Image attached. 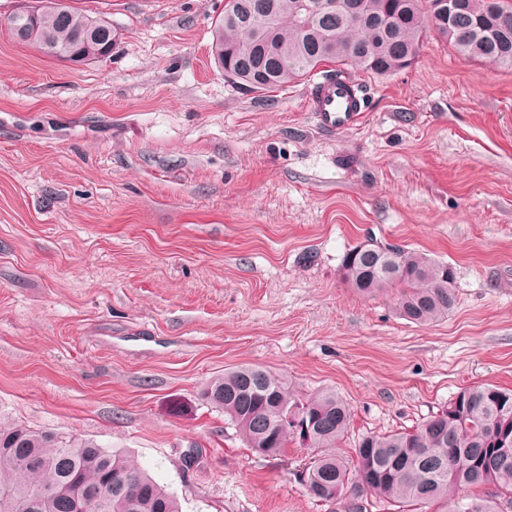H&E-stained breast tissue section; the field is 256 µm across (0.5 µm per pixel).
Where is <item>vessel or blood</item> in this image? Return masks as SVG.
Here are the masks:
<instances>
[{"instance_id": "vessel-or-blood-1", "label": "vessel or blood", "mask_w": 512, "mask_h": 512, "mask_svg": "<svg viewBox=\"0 0 512 512\" xmlns=\"http://www.w3.org/2000/svg\"><path fill=\"white\" fill-rule=\"evenodd\" d=\"M307 109L313 112L321 129L333 132L356 125L366 106L355 81L327 76L312 84Z\"/></svg>"}]
</instances>
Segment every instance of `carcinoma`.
Segmentation results:
<instances>
[{
  "instance_id": "obj_1",
  "label": "carcinoma",
  "mask_w": 512,
  "mask_h": 512,
  "mask_svg": "<svg viewBox=\"0 0 512 512\" xmlns=\"http://www.w3.org/2000/svg\"><path fill=\"white\" fill-rule=\"evenodd\" d=\"M252 2L224 0L211 56L234 73L233 83L255 91L285 87L325 63L388 75L410 66L431 32L471 60L512 68V0H465L467 9L451 23L429 16V0H362L364 17L355 26L320 13L303 18L305 0H268L270 14L232 20ZM6 28L16 42L74 63L105 57L116 41L110 22L65 0H41L34 15L10 16ZM341 275L366 296L396 290L397 314L419 325L448 317L457 301L453 267L404 246L390 261L354 246ZM201 396L223 409L259 454H281L290 444L315 451L302 484L311 498L334 497L345 512H368V495L397 512L512 509L510 389L465 387L408 432L362 436L349 461L335 448L348 434L351 412L332 390L302 394L282 375L241 365L210 379ZM287 415L311 422L309 434L283 429ZM485 486L494 492L464 495ZM0 512H179V504L118 451L0 418Z\"/></svg>"
}]
</instances>
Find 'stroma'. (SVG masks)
Here are the masks:
<instances>
[{"mask_svg": "<svg viewBox=\"0 0 512 512\" xmlns=\"http://www.w3.org/2000/svg\"><path fill=\"white\" fill-rule=\"evenodd\" d=\"M119 33L83 64L14 41L0 0V416L134 457L181 512H330L309 450L247 448L201 397L240 365L331 389L367 433L461 388L512 389V69L439 39L355 72L368 111L327 133L312 84L232 86L224 0H68ZM396 242L455 270L448 318L355 293L344 254Z\"/></svg>", "mask_w": 512, "mask_h": 512, "instance_id": "1", "label": "stroma"}]
</instances>
